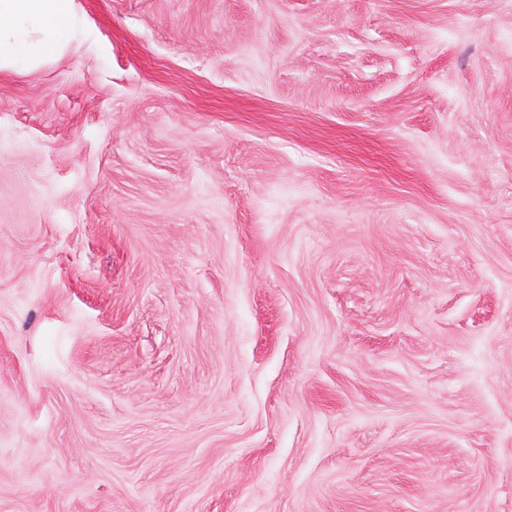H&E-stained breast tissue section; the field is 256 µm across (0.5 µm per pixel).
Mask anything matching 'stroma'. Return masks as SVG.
Returning a JSON list of instances; mask_svg holds the SVG:
<instances>
[{
    "label": "stroma",
    "instance_id": "obj_1",
    "mask_svg": "<svg viewBox=\"0 0 512 512\" xmlns=\"http://www.w3.org/2000/svg\"><path fill=\"white\" fill-rule=\"evenodd\" d=\"M0 75V512H512V0H75Z\"/></svg>",
    "mask_w": 512,
    "mask_h": 512
}]
</instances>
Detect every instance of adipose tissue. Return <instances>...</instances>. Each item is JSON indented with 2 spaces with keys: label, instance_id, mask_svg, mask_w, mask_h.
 <instances>
[{
  "label": "adipose tissue",
  "instance_id": "adipose-tissue-1",
  "mask_svg": "<svg viewBox=\"0 0 512 512\" xmlns=\"http://www.w3.org/2000/svg\"><path fill=\"white\" fill-rule=\"evenodd\" d=\"M74 0H0V73L33 70L74 46Z\"/></svg>",
  "mask_w": 512,
  "mask_h": 512
}]
</instances>
